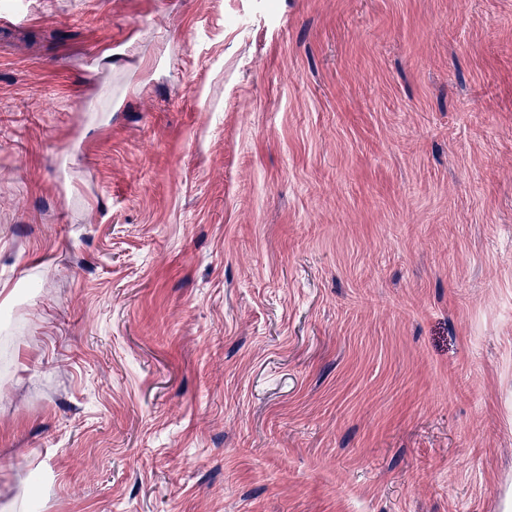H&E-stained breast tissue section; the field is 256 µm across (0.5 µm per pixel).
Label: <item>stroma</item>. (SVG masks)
<instances>
[{
	"mask_svg": "<svg viewBox=\"0 0 512 512\" xmlns=\"http://www.w3.org/2000/svg\"><path fill=\"white\" fill-rule=\"evenodd\" d=\"M0 289V505L512 512V0L0 5Z\"/></svg>",
	"mask_w": 512,
	"mask_h": 512,
	"instance_id": "stroma-1",
	"label": "stroma"
}]
</instances>
